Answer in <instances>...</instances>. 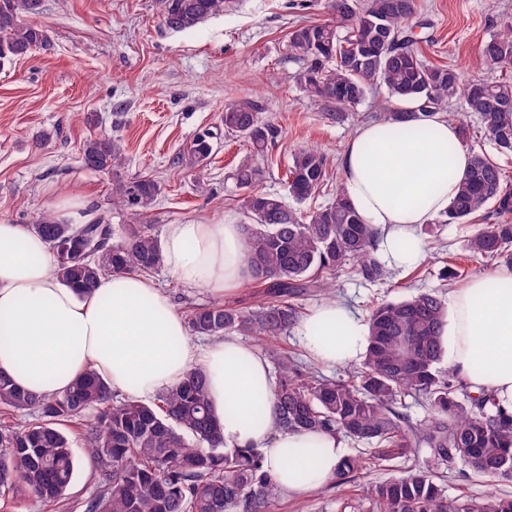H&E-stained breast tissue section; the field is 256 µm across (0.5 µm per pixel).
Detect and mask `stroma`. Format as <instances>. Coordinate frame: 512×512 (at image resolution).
Returning a JSON list of instances; mask_svg holds the SVG:
<instances>
[{
  "label": "stroma",
  "mask_w": 512,
  "mask_h": 512,
  "mask_svg": "<svg viewBox=\"0 0 512 512\" xmlns=\"http://www.w3.org/2000/svg\"><path fill=\"white\" fill-rule=\"evenodd\" d=\"M39 21L46 45L33 48L0 71V222L29 225L40 212L56 210L64 200L77 201L73 222L88 216L106 223H127L126 213L112 205V185L138 176L157 180L162 193L147 217L156 235L166 225L244 220L242 193L231 177L248 152L243 138L225 133L224 105L239 97L259 102L279 135L262 164V190L287 194L286 173L292 153L301 147L321 149L328 160L329 184L302 203L309 211L330 202L342 182L339 157L348 138L364 123L379 120L384 108L396 107L385 86L375 85L343 121L329 120L294 76L303 68L288 47L298 25L328 19L327 0H240L236 9L208 19L185 32L160 22L154 0H44ZM425 58L456 67L465 76L512 79L511 69L486 65L480 45L512 19V0H418ZM214 135V149L203 167L182 163L187 145L202 132ZM112 135L125 149L126 164L110 174L86 169L81 162L87 138ZM209 195H200L198 181ZM481 213L466 224H430L421 231L425 256L416 264L388 268L384 279L369 283L342 271L334 296L360 316L373 305L395 301L420 290L447 295L470 280L491 273L496 261L469 256L466 239L481 225L496 222ZM460 276L444 277V267ZM183 317L214 304L205 289L182 287L165 269L150 272ZM265 358L292 355L303 368L327 378H343L357 364L329 367L302 349L296 329L270 341L245 337ZM73 446L79 465L61 507L43 506L19 493L0 498V512H83L96 487L94 464L82 440ZM407 466L404 460L375 462L343 486L323 488L295 498L281 495L269 512H367L360 499L365 484L383 480ZM449 496H484L489 490L512 495V482L489 487L463 464L443 473Z\"/></svg>",
  "instance_id": "obj_1"
}]
</instances>
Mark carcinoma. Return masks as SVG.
I'll use <instances>...</instances> for the list:
<instances>
[{
    "instance_id": "obj_1",
    "label": "carcinoma",
    "mask_w": 512,
    "mask_h": 512,
    "mask_svg": "<svg viewBox=\"0 0 512 512\" xmlns=\"http://www.w3.org/2000/svg\"><path fill=\"white\" fill-rule=\"evenodd\" d=\"M237 0H156L162 25L191 29L220 15ZM332 18L298 26L288 36L292 54L305 61L295 81L332 120L364 101L370 86L383 84L390 97L414 103L418 111L389 109L382 120L407 124L428 120L448 106L459 112V136L476 116L501 154L512 153V82L468 80L450 65L423 59L414 36L417 0H329ZM44 0H0V67L48 42L34 18ZM484 61L512 67V23L486 41ZM224 131L241 136L251 151L233 173L244 193V256L253 283L266 301L256 307L216 304L196 310L189 328L197 336L237 332L258 340L288 332L299 318L290 298L304 291L330 293L329 276L353 262L367 282L386 270L375 246L377 232L362 222L343 187L325 206L306 213L277 193L259 189L274 126L251 98L224 105ZM210 133L196 136L187 149L189 165L212 154ZM83 165L110 173L125 163L120 143L102 133L87 139ZM328 178L327 158L299 148L288 167V194L297 203L316 195ZM161 192L158 181L141 176L112 184V203L133 224L114 227L91 218L63 224L49 212L31 230L49 244L56 274L78 293L91 292L100 278L151 272L163 265L162 246L151 225L142 223ZM492 208L500 221L484 224L465 248L512 267V192L503 187L502 169L486 154L472 152L458 192L442 224H463ZM445 301L421 291L381 303L369 312L370 336L361 368L347 379L319 377L293 357L278 359L274 394L280 429L343 435L371 447V457L391 462L415 459L399 474L362 487L369 512H512V496L490 491L481 498L448 497L439 471L462 463L490 485L512 481V414L494 394L472 395L448 370L444 354ZM424 401L427 419L405 421L394 404L405 397ZM25 412L32 421L0 423V492H29L44 503L65 498L76 468L70 425L84 427V447L96 463L99 484L86 512H268L282 491L254 448H229L212 415L205 374L187 373L177 386L144 403L117 397L95 370L84 371L61 394L40 395L0 373V414ZM428 449L418 460L419 449ZM368 458L347 455L336 468L335 487L367 469Z\"/></svg>"
}]
</instances>
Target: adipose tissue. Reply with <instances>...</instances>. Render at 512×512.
<instances>
[{
	"label": "adipose tissue",
	"instance_id": "obj_1",
	"mask_svg": "<svg viewBox=\"0 0 512 512\" xmlns=\"http://www.w3.org/2000/svg\"><path fill=\"white\" fill-rule=\"evenodd\" d=\"M416 139L378 122L354 132L340 156L345 194L394 267L423 258L421 229L455 197L471 153L455 125L433 118ZM243 227L171 224L165 268L187 288L221 297L251 279ZM444 360L473 392L494 393L512 413V268L502 266L449 293ZM306 352L327 365L361 359L369 325L334 298L301 321ZM113 391L145 403L193 368L206 375L211 407L230 448H255L279 488L300 497L324 487L346 455L341 436L278 429L267 360L231 336L192 341L182 315L151 279L114 274L87 294L55 273L48 243L27 226L0 222V372L23 389L62 393L87 368Z\"/></svg>",
	"mask_w": 512,
	"mask_h": 512
}]
</instances>
